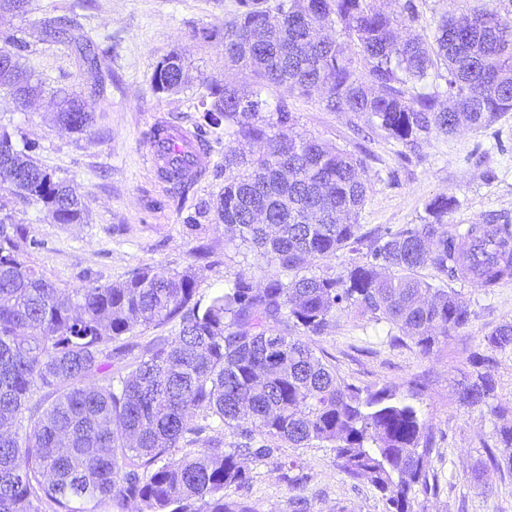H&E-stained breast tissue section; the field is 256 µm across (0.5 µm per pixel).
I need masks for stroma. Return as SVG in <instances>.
<instances>
[{"label": "stroma", "instance_id": "1", "mask_svg": "<svg viewBox=\"0 0 512 512\" xmlns=\"http://www.w3.org/2000/svg\"><path fill=\"white\" fill-rule=\"evenodd\" d=\"M238 6V0H30L27 14L0 12L1 31L24 30L32 43L24 64L44 84L42 98L24 111L0 90V127L12 133L16 145H33L39 163L68 180L86 207L83 223L57 224L36 203H14L15 223L30 225L36 240L23 248L27 260L57 287L78 288L90 279L121 282L144 268L169 275L193 266L199 270L195 298L205 304L238 273L263 281L254 253L231 242L212 216L199 214L224 189L223 141H214L205 176L182 195L171 192L147 160L146 134L153 125L191 131L202 124L196 91L203 78L251 89L248 74L224 67L221 34ZM72 10L81 35L112 49L104 62L112 80L103 94L91 90L74 42L40 40L41 18ZM173 51L183 58L185 86L176 93L156 92L153 70ZM60 88L81 92L95 116L90 131L71 133L58 126L53 93ZM268 100L287 105L296 132L355 154L370 153L362 232L423 223L426 203L441 194L458 200L446 222L459 230L512 223V113L477 132L431 138L404 158L384 133L363 139L357 118L325 110L317 97L282 88L270 91ZM201 246L207 250L203 259L197 256ZM421 275L454 289L472 312L469 325L441 340L432 353L421 354L409 339L390 344L387 324L353 309L338 314L312 345L344 380L371 392L390 386L433 428L436 449L429 470L440 492L419 497L420 512H512V474L483 466L498 419L489 407H468L459 399V384L471 370L469 356L488 352L485 336L512 322V281L488 289L448 279L431 267ZM491 355L498 393L512 401V350ZM293 462L307 476L297 488L288 482ZM478 467L484 475L477 484L468 476ZM250 468L253 478L236 496L258 512H292L297 496L305 499L307 512H335L342 505L349 512L385 509L378 491L347 477L334 451L319 443L280 447Z\"/></svg>", "mask_w": 512, "mask_h": 512}]
</instances>
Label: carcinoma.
Segmentation results:
<instances>
[{"mask_svg":"<svg viewBox=\"0 0 512 512\" xmlns=\"http://www.w3.org/2000/svg\"><path fill=\"white\" fill-rule=\"evenodd\" d=\"M239 4L224 23V60L249 71L256 90L245 95L231 83L204 81L197 109L207 126L251 148L248 157L224 150L215 217L274 272L262 284L239 273L204 307L194 301L192 268L143 269L119 283L90 279L61 289L20 253L19 242L38 241L1 202L0 512H256L225 491L248 483L247 458H271L273 443L329 444L344 473L381 494L385 512H417L419 495L438 492L428 467L434 433L415 408L389 386L362 395L307 339L353 306L398 329L390 342L405 336L423 354L433 352L439 338L469 324L471 311L419 271L496 287L512 275V224L492 225L506 248L475 267L444 222L459 206L453 196L431 199L423 224L361 233L367 157L291 132L288 107L280 101L269 109L262 92L316 95L325 110L350 112L414 151L433 135L478 131L512 112V26L481 4L441 13L431 40L403 39L398 29L418 17L415 0H395L391 13L373 0ZM76 26L74 18L45 17L42 41L65 40ZM31 51L21 34L0 35V86L21 109L41 93L21 63ZM79 54L103 92L104 51L88 38ZM431 78L445 85L427 92ZM152 82L161 93L184 87L177 52L157 63ZM57 121L83 133L94 116L80 96L64 92ZM11 140L0 132V179L19 181L14 196L42 204L58 224L82 223L85 207L67 180L39 165L33 146ZM162 174L182 192L191 185L170 161ZM345 250L353 257L343 273L307 272ZM172 322L175 335L157 337L112 371L131 354L137 328ZM485 343L512 349V323ZM491 361L470 357L462 401L503 418L512 406L498 402L496 382L483 370ZM226 427L244 443L224 447L218 433ZM206 430L211 435L201 437ZM497 435L487 460L511 472L512 422ZM258 436L264 444L255 448Z\"/></svg>","mask_w":512,"mask_h":512,"instance_id":"obj_1","label":"carcinoma"}]
</instances>
